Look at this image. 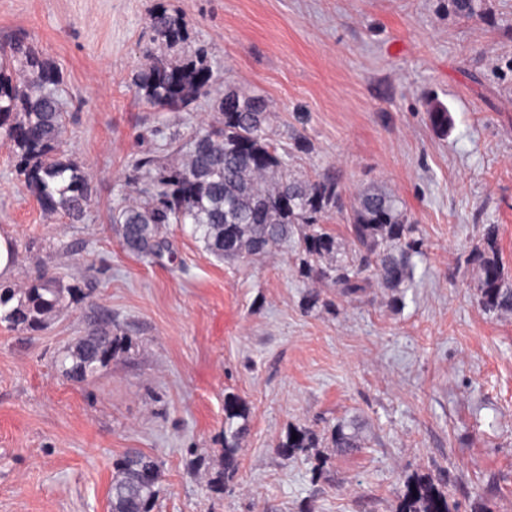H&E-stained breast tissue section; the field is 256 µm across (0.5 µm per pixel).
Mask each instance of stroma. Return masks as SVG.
Returning a JSON list of instances; mask_svg holds the SVG:
<instances>
[{
  "instance_id": "obj_1",
  "label": "stroma",
  "mask_w": 512,
  "mask_h": 512,
  "mask_svg": "<svg viewBox=\"0 0 512 512\" xmlns=\"http://www.w3.org/2000/svg\"><path fill=\"white\" fill-rule=\"evenodd\" d=\"M160 9L209 46L226 86L263 98L275 143L304 141L296 171L333 168L345 196L405 203L427 254L402 305L371 288L308 309L289 253L219 261L188 225L163 229L172 258L121 248L112 207L143 132L183 133L209 111L158 112L136 94ZM19 33L62 76L67 150L96 204L65 223L0 148L9 285L50 273L86 291L38 335L0 324V512H110L131 448L159 461L154 512H399L408 477L442 470L453 512H512V313L485 311L475 288L487 225L512 273V0H482L474 19L449 0H0V41ZM436 99L447 126L429 119ZM94 307L127 347L75 383L57 359ZM228 393L250 427L223 493L208 480ZM342 421L359 450L333 448ZM296 427L320 445L283 460Z\"/></svg>"
}]
</instances>
